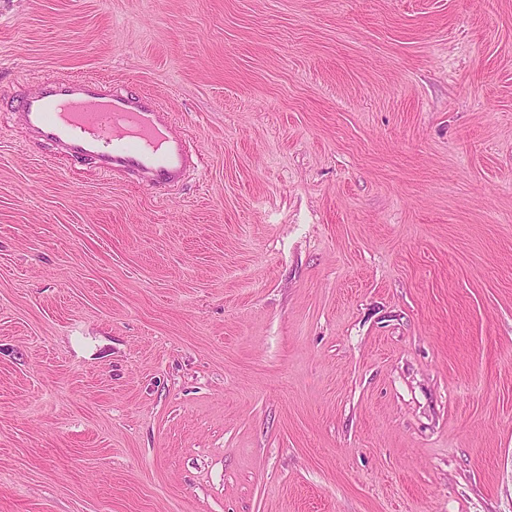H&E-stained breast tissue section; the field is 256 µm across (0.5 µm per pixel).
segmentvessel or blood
Returning a JSON list of instances; mask_svg holds the SVG:
<instances>
[{"label": "vessel or blood", "instance_id": "b4317fda", "mask_svg": "<svg viewBox=\"0 0 512 512\" xmlns=\"http://www.w3.org/2000/svg\"><path fill=\"white\" fill-rule=\"evenodd\" d=\"M30 139L56 155L94 161L142 187L174 188L202 158L173 131L174 114L155 95L100 78L64 76L37 84L9 104Z\"/></svg>", "mask_w": 512, "mask_h": 512}]
</instances>
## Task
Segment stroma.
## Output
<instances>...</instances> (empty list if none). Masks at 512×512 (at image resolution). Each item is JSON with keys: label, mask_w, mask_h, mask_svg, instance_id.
<instances>
[{"label": "stroma", "mask_w": 512, "mask_h": 512, "mask_svg": "<svg viewBox=\"0 0 512 512\" xmlns=\"http://www.w3.org/2000/svg\"><path fill=\"white\" fill-rule=\"evenodd\" d=\"M63 73L204 167L0 112V512H512V0H0ZM8 105L33 141L58 156L89 158L100 173L124 174L138 186L177 187L202 164L190 141L174 133V112L147 91L64 76Z\"/></svg>", "instance_id": "1"}]
</instances>
